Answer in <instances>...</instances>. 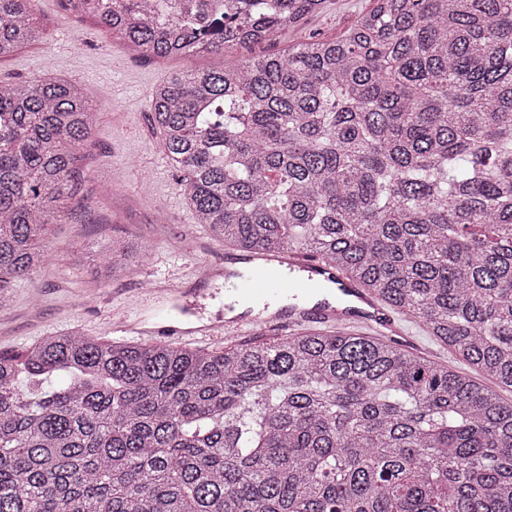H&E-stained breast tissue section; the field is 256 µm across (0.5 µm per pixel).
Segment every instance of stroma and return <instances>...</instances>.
Here are the masks:
<instances>
[{"mask_svg":"<svg viewBox=\"0 0 512 512\" xmlns=\"http://www.w3.org/2000/svg\"><path fill=\"white\" fill-rule=\"evenodd\" d=\"M374 0H325L295 27L225 55L142 56L93 19L70 11L65 0H35L32 23L47 37L0 59V83L66 80L96 93L93 135L81 149L89 204L73 224L55 225L33 282L22 281L0 309V349L23 351L48 336L78 331L100 341H123L112 312L151 286L183 282L202 295L190 324L220 318L230 300L217 278L200 281L196 266L224 267L235 251L195 221L152 122L159 84L176 70H219L257 54L288 50L313 34L342 38ZM132 239L149 251L142 265L116 279L97 280L89 270L97 244Z\"/></svg>","mask_w":512,"mask_h":512,"instance_id":"stroma-1","label":"stroma"}]
</instances>
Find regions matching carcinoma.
Masks as SVG:
<instances>
[{
	"label": "carcinoma",
	"instance_id": "carcinoma-1",
	"mask_svg": "<svg viewBox=\"0 0 512 512\" xmlns=\"http://www.w3.org/2000/svg\"><path fill=\"white\" fill-rule=\"evenodd\" d=\"M0 0V58L43 38ZM324 0H81L145 55L227 54ZM342 39L176 71L152 121L197 223L325 259L512 389V0H374ZM94 97L0 84V305L85 207ZM93 272L146 261L101 246ZM0 512H512V401L376 336L0 350Z\"/></svg>",
	"mask_w": 512,
	"mask_h": 512
}]
</instances>
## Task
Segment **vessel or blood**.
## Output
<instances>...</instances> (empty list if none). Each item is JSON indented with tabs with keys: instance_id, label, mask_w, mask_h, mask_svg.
Segmentation results:
<instances>
[{
	"instance_id": "vessel-or-blood-1",
	"label": "vessel or blood",
	"mask_w": 512,
	"mask_h": 512,
	"mask_svg": "<svg viewBox=\"0 0 512 512\" xmlns=\"http://www.w3.org/2000/svg\"><path fill=\"white\" fill-rule=\"evenodd\" d=\"M338 277V271L326 261L285 253L263 258L254 265L251 276L232 283L238 297L283 300V308L272 313H240L195 326L171 319L147 325L124 315L117 316L116 322L123 332L172 340L196 334L219 337L250 326L281 335L303 324H333L366 336L409 335L408 324L387 310L374 295L364 293L352 282L337 287L335 298L322 296L321 287L334 284Z\"/></svg>"
}]
</instances>
